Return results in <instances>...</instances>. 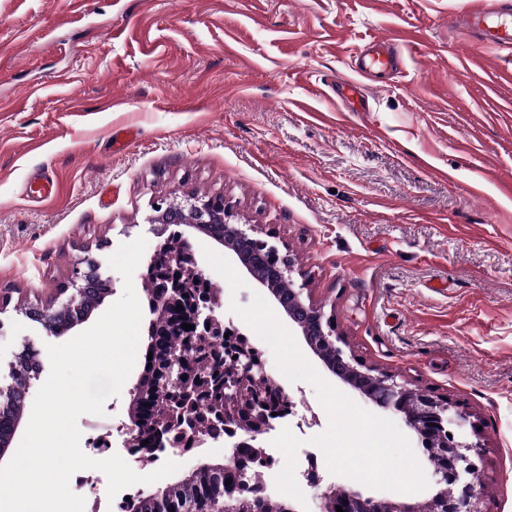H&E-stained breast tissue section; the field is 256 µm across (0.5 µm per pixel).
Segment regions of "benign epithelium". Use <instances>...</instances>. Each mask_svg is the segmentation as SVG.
Masks as SVG:
<instances>
[{
  "label": "benign epithelium",
  "instance_id": "7a95c632",
  "mask_svg": "<svg viewBox=\"0 0 512 512\" xmlns=\"http://www.w3.org/2000/svg\"><path fill=\"white\" fill-rule=\"evenodd\" d=\"M154 210L153 224H185L194 229L208 224L224 225V237L216 238L214 242L229 250L251 278L269 292L273 302L299 329L305 344L327 371L377 408L401 415L420 439L427 435L436 438L438 448L434 451L436 459L431 461V466L438 490L429 499L422 502L391 501L329 487L320 494V512H336L338 506L343 512H372L379 505L386 506L387 512H480L476 494L478 468L473 456L480 455L481 447L460 436L470 424V415L449 400L414 391L397 382L392 374L381 371L374 374L369 368L363 371L361 363L346 357L338 346L341 338L331 319L325 316L323 307L304 298L306 283L295 284L292 260L280 256L276 247L255 238L251 225L234 223L233 212L224 205V197L188 195L178 203L161 202ZM252 251L274 262L275 276L292 285L288 295L269 287L256 274L249 261ZM94 276L92 268L82 274L75 293L62 303V309L73 314L81 313L84 297L93 288ZM187 293L188 284L182 281L165 289L164 298L153 297L151 301L160 309L167 304L182 303ZM184 319L209 329L224 328L218 303L211 294L191 301ZM171 328L184 334L194 353L180 360L175 356L164 357L156 382L149 388L140 383L133 388V402L140 409L138 419L141 423L131 433L128 447L137 448L143 439L151 438L157 452L150 454V463L156 461L158 454L169 444L167 430L177 418L175 403L164 398L165 389L181 376L198 371L200 363L212 360V350L203 336L185 332L180 321L172 323ZM253 351L255 347L246 344L242 347V358L224 367V396L229 399L224 406V421L234 424L235 449H256L254 442L270 426L268 398L273 395L282 402L286 400V392L269 377L264 362L251 359Z\"/></svg>",
  "mask_w": 512,
  "mask_h": 512
}]
</instances>
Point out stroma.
Masks as SVG:
<instances>
[{
  "mask_svg": "<svg viewBox=\"0 0 512 512\" xmlns=\"http://www.w3.org/2000/svg\"><path fill=\"white\" fill-rule=\"evenodd\" d=\"M466 0H0V377L25 349L49 376L47 332L25 311L54 300L145 237L156 203L223 196L258 239L292 255L346 355L460 402L479 427L481 512H512V60L477 53ZM396 43L401 65L365 81L367 111L336 95L361 47ZM138 139L110 149L113 130ZM45 170L55 192L28 179ZM225 324L256 285L217 272ZM81 415L120 453L130 384ZM223 445L180 457L154 493Z\"/></svg>",
  "mask_w": 512,
  "mask_h": 512,
  "instance_id": "obj_1",
  "label": "stroma"
}]
</instances>
